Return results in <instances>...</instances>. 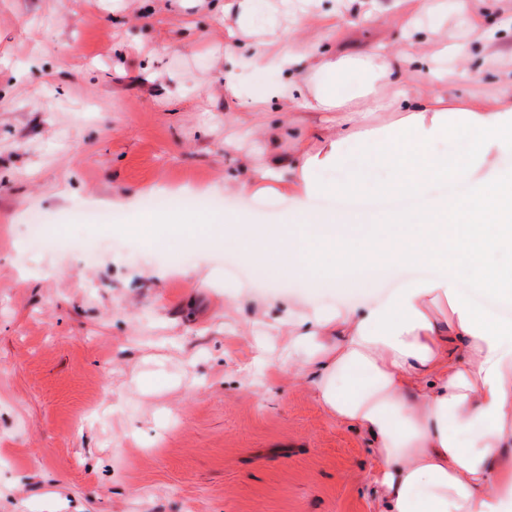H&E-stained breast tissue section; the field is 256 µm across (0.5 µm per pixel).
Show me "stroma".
I'll use <instances>...</instances> for the list:
<instances>
[{
    "instance_id": "35a3bbf8",
    "label": "stroma",
    "mask_w": 512,
    "mask_h": 512,
    "mask_svg": "<svg viewBox=\"0 0 512 512\" xmlns=\"http://www.w3.org/2000/svg\"><path fill=\"white\" fill-rule=\"evenodd\" d=\"M277 7L281 37L348 53L405 48L413 10ZM418 27L475 50L450 84L407 75L418 96L488 101L512 72V54L456 14ZM231 68L209 0H0V512H372L366 438L278 369L280 345L254 361L263 329L241 294L331 309L361 289L229 276L213 225L183 265L181 236L145 243L122 220L192 185L270 223L296 208L272 191L226 195L224 178L263 162L256 124L306 131L318 116L225 98ZM32 212L55 235L96 239V261L29 252Z\"/></svg>"
}]
</instances>
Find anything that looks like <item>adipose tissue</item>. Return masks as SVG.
<instances>
[{
  "label": "adipose tissue",
  "instance_id": "ef3b65f1",
  "mask_svg": "<svg viewBox=\"0 0 512 512\" xmlns=\"http://www.w3.org/2000/svg\"><path fill=\"white\" fill-rule=\"evenodd\" d=\"M224 52L239 70L231 98L253 111L297 102L327 114L311 137L324 154L272 152L267 163L224 181L254 195L274 187L298 200L280 223L247 211L224 216V243L244 261L282 280L297 272L325 279L336 269L326 244L340 242L356 259L349 284L366 286L377 271L426 265L433 274L356 306L304 308L282 302L267 330L288 339L286 366L309 381L339 424L370 440L369 496L379 512H512V322L463 294L472 288L512 299V265L487 262L512 254V83L486 108H461L451 120L444 98L414 96L404 74L433 73L424 43L413 50L370 49L353 57L311 45L296 53L280 38L255 40L238 54L240 26L271 27L266 0H224ZM274 68L285 79L259 85L250 75ZM398 106L388 133L366 134L372 113ZM474 132L469 158L451 159L437 144ZM362 143L365 159L389 166L388 188L369 181L358 191H387L399 207L371 224L361 211L322 212L311 200L329 192L324 172L348 163ZM458 183L455 198L434 194Z\"/></svg>",
  "mask_w": 512,
  "mask_h": 512
}]
</instances>
